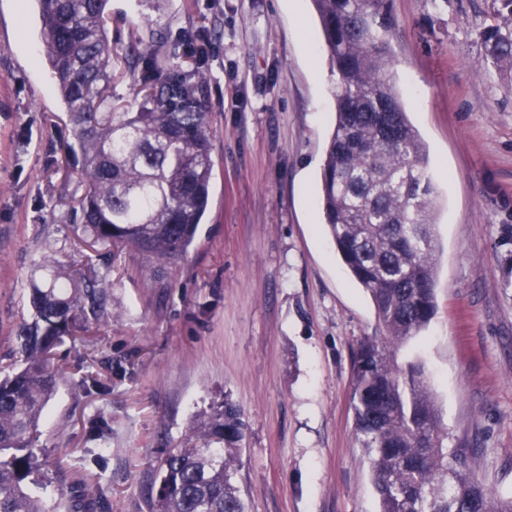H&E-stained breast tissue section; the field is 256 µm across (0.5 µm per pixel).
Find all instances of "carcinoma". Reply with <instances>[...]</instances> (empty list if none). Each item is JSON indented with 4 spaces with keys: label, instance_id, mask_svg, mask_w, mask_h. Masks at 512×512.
<instances>
[{
    "label": "carcinoma",
    "instance_id": "1",
    "mask_svg": "<svg viewBox=\"0 0 512 512\" xmlns=\"http://www.w3.org/2000/svg\"><path fill=\"white\" fill-rule=\"evenodd\" d=\"M46 57L80 153L84 231L125 245L152 273L183 258L209 206L213 165L202 81L181 69L147 79L136 112H101L110 82L109 0H36ZM499 3L481 40L486 66L512 74V0ZM338 91L321 171L323 224L342 262L369 294L382 335L353 357L356 442L370 464L379 512H512L448 458L424 370L398 352L437 311V200L428 155L390 70L394 27L388 0H313ZM389 112L393 140L379 121ZM49 281H30L31 319L17 329L21 363L0 369V512H46L38 428L60 380L54 350L97 323L110 288L95 271L70 270L42 254ZM245 424L229 399L197 424L199 443L171 450L158 468L149 512H247L234 476ZM221 447L214 448L212 444Z\"/></svg>",
    "mask_w": 512,
    "mask_h": 512
}]
</instances>
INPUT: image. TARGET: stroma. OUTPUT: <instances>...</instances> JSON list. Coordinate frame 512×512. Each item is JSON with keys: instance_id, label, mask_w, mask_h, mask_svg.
I'll return each instance as SVG.
<instances>
[{"instance_id": "35a3bbf8", "label": "stroma", "mask_w": 512, "mask_h": 512, "mask_svg": "<svg viewBox=\"0 0 512 512\" xmlns=\"http://www.w3.org/2000/svg\"><path fill=\"white\" fill-rule=\"evenodd\" d=\"M492 0H391L392 72L438 192L437 312L398 354L420 364L449 456L512 496V78L481 67ZM103 111L138 106L147 75L195 67L213 131L210 204L159 277L131 248L91 246L67 109L34 0H0V356L30 311L32 260L92 263L112 288L65 371L37 445L66 512H148L165 455L224 399L241 411L248 512H378L355 440L352 351L378 323L321 223L336 75L312 0H109ZM151 59L129 66V47Z\"/></svg>"}]
</instances>
